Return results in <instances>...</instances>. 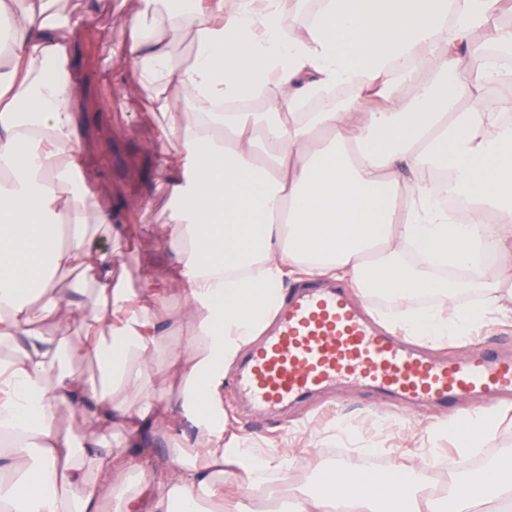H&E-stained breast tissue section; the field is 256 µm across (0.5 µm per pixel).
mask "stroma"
I'll list each match as a JSON object with an SVG mask.
<instances>
[{
	"instance_id": "stroma-1",
	"label": "stroma",
	"mask_w": 512,
	"mask_h": 512,
	"mask_svg": "<svg viewBox=\"0 0 512 512\" xmlns=\"http://www.w3.org/2000/svg\"><path fill=\"white\" fill-rule=\"evenodd\" d=\"M68 10L85 14L86 21L74 38L72 73L78 95L74 108L80 122L82 177L87 188L111 207L113 221L136 227L133 241L98 232L94 244L111 252L120 262L116 272L128 286L138 288L143 278L168 281L175 263L160 243L157 214L166 210L170 196L154 175V144L162 135L167 118L154 102L141 94L122 62L111 53L129 38L131 21L140 8L138 0H62ZM151 200L144 211L143 200ZM512 354V321H492L467 339H451L427 346L437 359L467 357L472 349ZM224 411L227 433L237 435L252 447L268 452L285 450L299 443L314 447L307 464L292 467L295 486L318 489L322 474L337 464L362 466L366 451H386L384 468L414 455L439 449L455 454L457 434L443 438L428 435L429 427L447 421L448 415L431 404L404 406L396 399L353 382L332 386L309 400L289 407L281 415L251 409L235 387L234 374L224 378ZM461 407L476 411L491 409L499 420L473 457L481 464L512 452V398L467 397ZM351 423L353 432L341 431Z\"/></svg>"
}]
</instances>
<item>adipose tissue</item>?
<instances>
[{"label": "adipose tissue", "mask_w": 512, "mask_h": 512, "mask_svg": "<svg viewBox=\"0 0 512 512\" xmlns=\"http://www.w3.org/2000/svg\"><path fill=\"white\" fill-rule=\"evenodd\" d=\"M508 1L316 0L300 23L284 0H142L160 21L132 24L113 55L169 113L155 156L174 205L157 221L171 289L195 318L171 356L174 396L143 391L169 289L115 279L92 237L112 210L72 177L69 35L83 19L58 0H0V512H105L108 498L114 512H257L265 474L291 460L225 440L220 389L297 274L392 300L393 325L428 343L512 316V260L481 273L485 249L512 246V123L486 108L498 72L467 64L476 32L512 49L498 20ZM179 38L192 45L180 64ZM339 86L351 89L341 103ZM260 95L265 111L229 109ZM73 271L94 287L81 303L61 289ZM465 293L478 301L457 311ZM63 309L84 332L72 349L52 330ZM81 359L100 381L72 370ZM64 409L124 434L113 446L60 432ZM178 414L196 430L191 447L172 430ZM159 439V464L130 485ZM428 479L424 463L388 477L345 465L316 493L293 490L291 512H477L512 499L508 460L488 473L469 471L464 452L449 461L448 484L475 496L424 493Z\"/></svg>", "instance_id": "1"}]
</instances>
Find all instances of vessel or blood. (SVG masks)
I'll return each mask as SVG.
<instances>
[{"mask_svg":"<svg viewBox=\"0 0 512 512\" xmlns=\"http://www.w3.org/2000/svg\"><path fill=\"white\" fill-rule=\"evenodd\" d=\"M341 381L404 404L445 405L463 438L471 422L458 398L512 392V356L483 351L429 360L356 305L348 286L312 277L285 295L265 336L246 354L237 384L258 410L274 412Z\"/></svg>","mask_w":512,"mask_h":512,"instance_id":"1","label":"vessel or blood"}]
</instances>
